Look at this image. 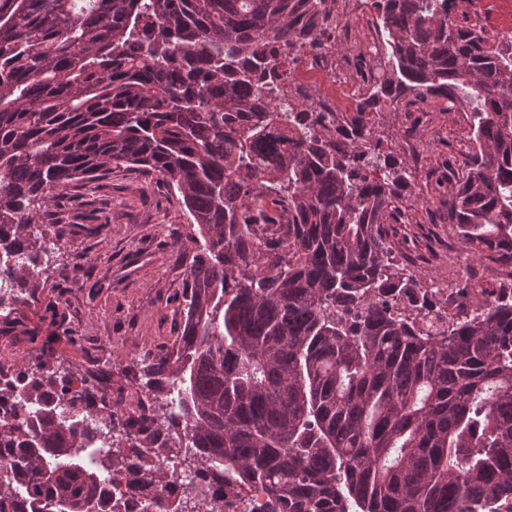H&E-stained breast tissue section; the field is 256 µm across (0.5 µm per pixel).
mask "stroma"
I'll list each match as a JSON object with an SVG mask.
<instances>
[{
    "mask_svg": "<svg viewBox=\"0 0 512 512\" xmlns=\"http://www.w3.org/2000/svg\"><path fill=\"white\" fill-rule=\"evenodd\" d=\"M345 31L332 58L331 91L351 112L373 78L380 15L372 0H336ZM372 130L392 154L415 194L390 225L396 264L418 273L422 286L486 287L487 258L475 255L448 222L449 173L467 169V114L434 96L406 94L373 113ZM64 211L81 225H40L50 252L39 269L37 302L16 304L14 324L0 328V352L26 365L47 361L89 378L126 400L141 391L145 361L169 352L182 324V294L195 245L193 219L181 195L156 173L113 169L73 188Z\"/></svg>",
    "mask_w": 512,
    "mask_h": 512,
    "instance_id": "stroma-1",
    "label": "stroma"
}]
</instances>
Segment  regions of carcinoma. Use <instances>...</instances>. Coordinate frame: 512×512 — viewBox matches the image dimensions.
I'll return each instance as SVG.
<instances>
[{
  "label": "carcinoma",
  "mask_w": 512,
  "mask_h": 512,
  "mask_svg": "<svg viewBox=\"0 0 512 512\" xmlns=\"http://www.w3.org/2000/svg\"><path fill=\"white\" fill-rule=\"evenodd\" d=\"M325 0H0V263L17 288L47 252L36 224L112 167L176 187L199 236L174 349L143 367L164 398L116 433L112 400L68 397L45 362L0 364V512H113L125 469L142 512H512V286L430 321L388 225L407 178L366 115L407 93L464 102L472 154L448 223L512 265V40L453 22L448 0H374L388 72L336 126L281 132L289 50ZM189 455L209 507L160 496Z\"/></svg>",
  "instance_id": "obj_1"
}]
</instances>
